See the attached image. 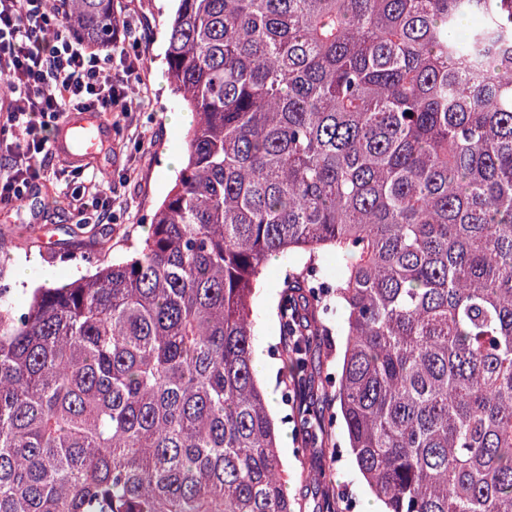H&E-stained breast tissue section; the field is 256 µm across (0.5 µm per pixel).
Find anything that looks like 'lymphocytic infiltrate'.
<instances>
[{
  "mask_svg": "<svg viewBox=\"0 0 512 512\" xmlns=\"http://www.w3.org/2000/svg\"><path fill=\"white\" fill-rule=\"evenodd\" d=\"M124 27L112 34L107 53L75 37L46 0H0V74L9 79L10 96L0 127V160L10 167L0 177V202L26 199L35 189L44 160L50 156L47 135L70 111L121 112L128 76L137 68L126 45ZM82 180L74 209L83 219L111 221L96 179L74 167Z\"/></svg>",
  "mask_w": 512,
  "mask_h": 512,
  "instance_id": "lymphocytic-infiltrate-1",
  "label": "lymphocytic infiltrate"
}]
</instances>
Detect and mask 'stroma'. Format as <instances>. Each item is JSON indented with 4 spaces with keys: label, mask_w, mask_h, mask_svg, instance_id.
I'll return each instance as SVG.
<instances>
[{
    "label": "stroma",
    "mask_w": 512,
    "mask_h": 512,
    "mask_svg": "<svg viewBox=\"0 0 512 512\" xmlns=\"http://www.w3.org/2000/svg\"><path fill=\"white\" fill-rule=\"evenodd\" d=\"M169 0H114L117 18L133 27L139 41V67L129 81L127 114L113 113L112 139L101 150L102 158L90 165L102 195L112 209L108 224L88 222L94 242L71 241L67 230L79 218L70 200L80 185L68 164L50 157L36 191L44 205L41 228H32L24 205L0 207V285L9 288L16 307L28 304L31 291L71 281L89 270L81 255L94 251L101 262L122 260L140 247L153 214L175 184L177 170L167 168L168 158L184 160L187 130L170 123L169 113L182 111L165 76L164 40ZM31 269L29 285L16 278L17 265ZM304 258L296 253L270 261L253 301L256 325L254 344L279 362L273 384L266 391L274 418L280 419V453L288 474L287 492L297 512H321L326 497H333L335 512H347L349 502L364 505L370 490L345 446L341 426L318 447L302 450L293 436L294 404L285 394L291 379L284 367L280 346L281 325L277 304L289 274H301Z\"/></svg>",
    "instance_id": "1"
}]
</instances>
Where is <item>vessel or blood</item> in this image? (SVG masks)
<instances>
[{
    "mask_svg": "<svg viewBox=\"0 0 512 512\" xmlns=\"http://www.w3.org/2000/svg\"><path fill=\"white\" fill-rule=\"evenodd\" d=\"M111 139L112 125L102 113L70 112L53 134L52 151L70 164L85 165L94 162Z\"/></svg>",
    "mask_w": 512,
    "mask_h": 512,
    "instance_id": "1",
    "label": "vessel or blood"
}]
</instances>
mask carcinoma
<instances>
[{
    "label": "carcinoma",
    "mask_w": 512,
    "mask_h": 512,
    "mask_svg": "<svg viewBox=\"0 0 512 512\" xmlns=\"http://www.w3.org/2000/svg\"><path fill=\"white\" fill-rule=\"evenodd\" d=\"M66 22L102 46L112 0ZM165 41L197 120L142 248L24 308L0 288V512H295L252 301L329 249L323 300L283 293L286 359L314 391L343 311L334 397L383 512H512V0H174ZM323 324L325 326L323 329L328 332L330 341L322 336L323 339L317 346V354L314 358V372L320 373L323 379L331 377L333 382L342 360V336H336L335 315H325Z\"/></svg>",
    "instance_id": "1"
}]
</instances>
